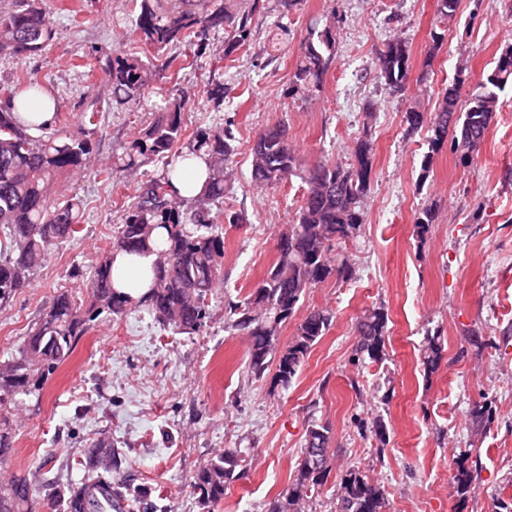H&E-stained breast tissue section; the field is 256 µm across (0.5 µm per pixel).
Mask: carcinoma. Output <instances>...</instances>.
Segmentation results:
<instances>
[{"instance_id":"1","label":"carcinoma","mask_w":512,"mask_h":512,"mask_svg":"<svg viewBox=\"0 0 512 512\" xmlns=\"http://www.w3.org/2000/svg\"><path fill=\"white\" fill-rule=\"evenodd\" d=\"M459 0H437V22L445 25L458 10ZM262 0H133L131 32L141 47L154 51L142 60L130 51H119L106 63L115 97L137 101L156 76L154 60L172 47L184 52L165 59L162 67L177 74L208 57V32L217 26L227 34L224 58L246 44L252 24L261 18ZM335 26L313 28L300 44L290 93L312 95L322 88L336 58ZM55 30L39 0H13L0 11V56L24 59L44 50ZM466 62H461L451 84L441 91L432 112L412 107L406 111L408 130L427 128L428 152L422 160L426 171L433 155L445 144L465 159L479 153L500 108V93L512 87V44L505 45L493 66L467 95ZM376 78L393 95H403L412 82L407 45L390 40L375 62ZM8 104L0 108V307L30 286L32 276L47 262L55 248L78 238L82 226L80 200L53 197L57 179L84 168L93 157L91 136L98 112L83 113L84 134L68 137L43 125L34 136L21 123L19 113L38 112L44 88L24 73L0 88ZM190 97L181 93L166 101L164 112L129 144L119 165L122 171L147 160L164 162L161 174L125 205L122 224L112 234L109 249L95 264L88 293L89 303L76 300L66 288L56 290L52 301L32 325L11 359L0 363V512H36L39 471H11L14 451L15 396L42 389L48 377L74 352L78 340L93 322L120 316L127 308L142 307L158 322L178 334H193L210 318L208 298L223 280L224 235L216 230L213 208L224 203L228 163L236 153L235 137L228 128L201 129L186 144L182 140V114ZM251 180L258 188L301 180L303 192L293 223L276 240V260L265 277L242 300L229 305L230 327L248 341V372L260 379L275 365L272 382L288 387L313 346L328 332L332 315L311 309L298 315L300 300L308 289L333 278L348 281L354 268L338 249L359 236L373 169V144L366 135L357 138L346 164L319 163L301 167L288 130L275 125L259 132L251 147ZM193 157L204 160L208 177L191 209L175 194L173 180L182 176L178 163ZM153 253V284L148 294L134 301L112 287L115 254ZM298 318L294 336L279 346L282 324ZM359 336L355 356L381 362L386 356L388 313L374 308L356 324ZM442 345L439 334H429L424 346V370L433 372ZM302 459L288 489L269 504L267 512H302L308 494L324 483L332 470L334 453L330 430L312 423L306 430ZM112 441L101 438L79 462L82 478L67 491L70 512H86L84 485L99 480L118 465ZM241 459L227 448L198 470L194 490L208 507L224 499V487L237 477ZM468 457L456 462L453 476L460 500L468 497L474 475ZM384 495L359 468L349 466L341 475L336 512H383Z\"/></svg>"}]
</instances>
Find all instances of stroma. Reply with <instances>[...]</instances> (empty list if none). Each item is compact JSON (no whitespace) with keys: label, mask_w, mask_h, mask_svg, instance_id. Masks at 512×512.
Listing matches in <instances>:
<instances>
[{"label":"stroma","mask_w":512,"mask_h":512,"mask_svg":"<svg viewBox=\"0 0 512 512\" xmlns=\"http://www.w3.org/2000/svg\"><path fill=\"white\" fill-rule=\"evenodd\" d=\"M263 18L235 61L224 60L223 29L209 33L206 64L158 71L136 104L112 97L105 64L114 50H134L130 0H45L55 30L45 51L22 60L0 57V84L24 72L56 101L58 128L83 132L82 112L99 110L95 156L62 176L60 197L83 204L82 232L60 244L29 288L0 309V360L14 353L57 288L86 297L92 267L106 249L123 205L162 164L145 163L109 178L130 140L153 122L167 89L187 92L183 133L231 126L238 149L224 210L244 211L245 224H223L224 280L211 297V317L194 334H176L144 309L98 324L49 377L43 390L18 396L13 463L45 472L38 512H58L56 496L79 482V460L109 437L121 461L113 487L138 491L137 512H266L293 480L309 424L327 426L335 464L305 512H334L340 475L355 465L377 480L385 512H504L512 508V91L502 93L478 154L463 160L451 147L429 170L425 132L408 133L404 114L434 110L460 54L479 80L512 44V0H460L431 66L436 0H263ZM337 15L336 59L316 96L288 93L298 46L310 28ZM408 43L417 82L395 96L374 73L376 53L392 35ZM224 86V102L209 95ZM376 104L365 123L363 105ZM283 123L303 167L344 162L353 141L370 135L376 160L361 235L347 254L346 282L309 289L303 308H326L333 322L288 388L255 379L247 342L228 326L227 305L244 298L276 258L275 240L298 207L299 180L266 189L250 182L249 149L260 129ZM438 218L426 237L415 221L426 208ZM388 313L386 358L354 361L357 319L372 308ZM440 335L442 358L425 373L427 333ZM479 334L482 347L469 337ZM491 404L477 430L473 412ZM383 419L385 441L360 433L356 419ZM232 448L246 465L224 499L204 507L193 489L200 466ZM467 452L478 472L474 497L451 494L455 458Z\"/></svg>","instance_id":"1"}]
</instances>
